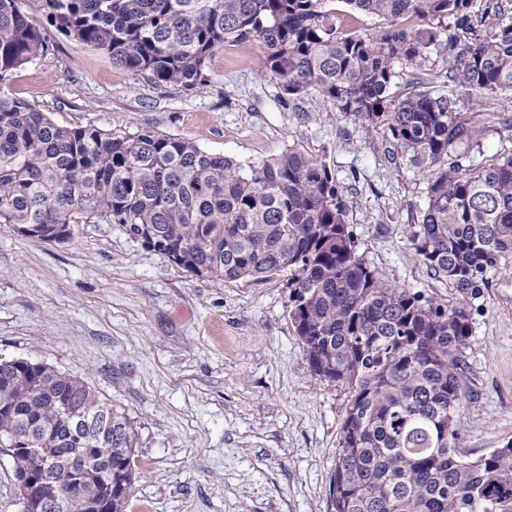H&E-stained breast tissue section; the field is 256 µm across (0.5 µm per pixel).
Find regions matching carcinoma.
<instances>
[{"label": "carcinoma", "mask_w": 512, "mask_h": 512, "mask_svg": "<svg viewBox=\"0 0 512 512\" xmlns=\"http://www.w3.org/2000/svg\"><path fill=\"white\" fill-rule=\"evenodd\" d=\"M22 2L0 0V224L115 222L196 276L288 273L289 317L311 373L349 394L329 512H512V444L474 461L455 454L472 399L468 301L512 258V152L471 156L486 128L463 115L461 96L512 97L508 3L340 0L387 21L372 36L341 31L327 0H29L37 18ZM53 30L154 84L197 92L224 43L261 41L286 94L380 125L421 171L426 205L409 242L458 301L371 269L345 188L305 151L245 166L156 131L54 123L9 91L12 75L47 53ZM433 52L445 56L446 94L419 72ZM398 66L410 92L395 100ZM1 444L21 449L16 472L47 448L62 459L65 512H92L109 492L112 512H126L137 432L81 378L46 363L1 364Z\"/></svg>", "instance_id": "obj_1"}]
</instances>
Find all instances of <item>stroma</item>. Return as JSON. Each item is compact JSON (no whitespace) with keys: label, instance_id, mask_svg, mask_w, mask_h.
Returning a JSON list of instances; mask_svg holds the SVG:
<instances>
[{"label":"stroma","instance_id":"35a3bbf8","mask_svg":"<svg viewBox=\"0 0 512 512\" xmlns=\"http://www.w3.org/2000/svg\"><path fill=\"white\" fill-rule=\"evenodd\" d=\"M200 92L151 83L66 38L18 70L10 90L56 124L112 133L154 130L257 163L297 148L322 158L353 202L357 251L387 282L455 300L413 254L412 215L425 182L392 164L385 133L333 103L292 97L260 41L228 42ZM493 114L482 151L512 148V98ZM287 274L194 276L119 224H76L62 243L0 224V359L79 375L139 432L127 512H327L348 395L309 371L288 316ZM464 351L473 398L456 455L512 442V259L471 302Z\"/></svg>","mask_w":512,"mask_h":512}]
</instances>
